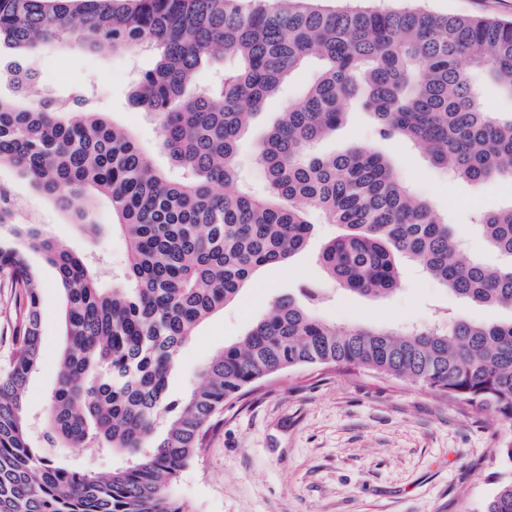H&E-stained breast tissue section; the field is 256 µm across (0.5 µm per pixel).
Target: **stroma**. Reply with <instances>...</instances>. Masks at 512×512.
Returning a JSON list of instances; mask_svg holds the SVG:
<instances>
[{"mask_svg":"<svg viewBox=\"0 0 512 512\" xmlns=\"http://www.w3.org/2000/svg\"><path fill=\"white\" fill-rule=\"evenodd\" d=\"M419 3L436 14L512 19V0ZM34 64L43 96L93 88L97 109L130 129L158 166L168 167L154 119L128 102L130 72L148 69L151 56L102 57L60 47L40 53ZM313 78L310 68L294 74L242 134L238 163L255 192H263L266 184L254 160L258 142ZM367 144L385 154L400 176L453 224L468 255L500 263L473 216L479 210L512 206L511 180L473 186L452 179L414 145L376 138L370 117L357 109L317 150L339 153ZM0 189L12 204L10 223L40 225L45 236L84 254H104L112 270L121 268L125 242L112 228L107 203L97 207L94 220L100 231L92 236L79 228L71 213L5 164H0ZM314 223L305 251L289 263L262 271L256 288L198 328L171 378L173 396L190 391L203 364L261 318L272 298L293 292L304 279L325 281L318 254L338 228L319 217ZM27 258L43 282L44 358L25 393L26 411L38 424L57 382L62 300L55 270L38 253L28 252ZM445 311L484 322L512 319L511 308L484 307L455 297L409 263L403 264L401 284L389 297L371 299L339 291L318 314L340 327L392 328L426 323ZM23 312L13 288L1 279L0 364L9 355ZM511 436L512 422L493 409L436 395L420 384L369 371L303 366L266 379L225 403L214 418L204 451L179 473L172 491L187 512H484L500 482L512 478V468L503 466L497 455L502 440Z\"/></svg>","mask_w":512,"mask_h":512,"instance_id":"obj_1","label":"stroma"}]
</instances>
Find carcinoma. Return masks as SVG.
Instances as JSON below:
<instances>
[{"label": "carcinoma", "mask_w": 512, "mask_h": 512, "mask_svg": "<svg viewBox=\"0 0 512 512\" xmlns=\"http://www.w3.org/2000/svg\"><path fill=\"white\" fill-rule=\"evenodd\" d=\"M0 163L28 178L79 227L99 232L98 201L125 242L121 272L73 252L34 224H15L55 268L64 298L58 385L43 419L51 448L110 451L106 474L43 455L31 443L24 393L43 360L42 285L12 238L0 236V275L18 290L24 320L0 367V512H185L171 493L201 452L224 403L301 366L333 365L406 379L512 421V320L464 317L402 328L348 326L315 315V281L272 300L241 338L214 355L180 398L170 381L197 328L224 311L258 271L303 251L318 213L341 233L319 262L339 289L383 297L408 261L474 304L512 307V207L479 215L489 246L511 263L465 256L448 221L380 153L316 144L358 107L377 135L420 146L474 186L512 180V116L483 108L468 66L512 97V20L438 16L421 9H324L314 0H0ZM49 46L154 57L138 72L132 108L156 121L173 170L77 88L34 95L28 57ZM212 65V77L198 82ZM316 76L280 113L257 151L264 193L241 178L242 132L297 71ZM486 512H512V481Z\"/></svg>", "instance_id": "1"}]
</instances>
